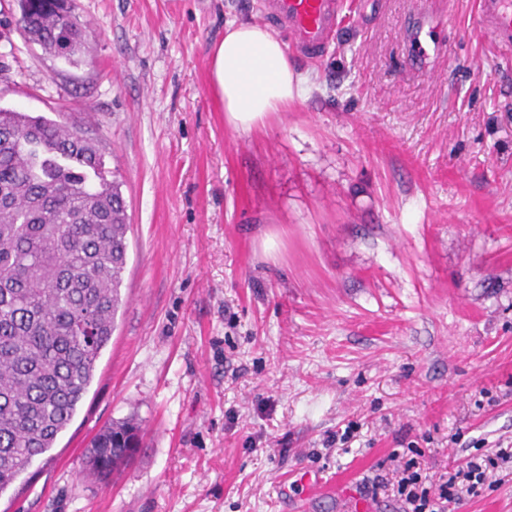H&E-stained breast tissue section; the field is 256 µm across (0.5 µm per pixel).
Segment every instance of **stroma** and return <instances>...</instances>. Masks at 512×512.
I'll return each instance as SVG.
<instances>
[{"instance_id": "obj_1", "label": "stroma", "mask_w": 512, "mask_h": 512, "mask_svg": "<svg viewBox=\"0 0 512 512\" xmlns=\"http://www.w3.org/2000/svg\"><path fill=\"white\" fill-rule=\"evenodd\" d=\"M262 2L72 0L91 31L73 66L0 0V107L97 143L130 222L112 339L0 512H353L393 449L437 477L512 445V46L478 0H432L425 70L415 0H353L322 56L289 50L300 98L244 131L210 49L233 20L285 38ZM129 416L144 452L82 479ZM427 1L428 0L416 1L415 11L418 15V21L410 33L411 46H414L415 49L414 60L417 61V63H426L430 59V56L434 57L440 51V47L436 43H433L432 48L426 49L420 38L423 25L430 20Z\"/></svg>"}]
</instances>
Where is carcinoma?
<instances>
[{
  "label": "carcinoma",
  "mask_w": 512,
  "mask_h": 512,
  "mask_svg": "<svg viewBox=\"0 0 512 512\" xmlns=\"http://www.w3.org/2000/svg\"><path fill=\"white\" fill-rule=\"evenodd\" d=\"M27 40L69 62L87 43L68 0H25ZM130 224L120 182L77 130L0 107V494L73 420L121 305ZM140 424L90 441L81 475L106 483Z\"/></svg>",
  "instance_id": "carcinoma-1"
}]
</instances>
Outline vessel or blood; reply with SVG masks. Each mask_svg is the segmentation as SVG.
<instances>
[{
	"label": "vessel or blood",
	"instance_id": "vessel-or-blood-1",
	"mask_svg": "<svg viewBox=\"0 0 512 512\" xmlns=\"http://www.w3.org/2000/svg\"><path fill=\"white\" fill-rule=\"evenodd\" d=\"M264 8L288 30L296 49L317 58L324 50L330 34L337 29L342 13L338 0H264ZM482 17L486 30L501 42L512 41V0H482ZM419 25L410 33L414 59L424 63L437 55V48H425L420 26L430 19L427 0H417Z\"/></svg>",
	"mask_w": 512,
	"mask_h": 512
}]
</instances>
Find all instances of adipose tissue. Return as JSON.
<instances>
[{
    "label": "adipose tissue",
    "mask_w": 512,
    "mask_h": 512,
    "mask_svg": "<svg viewBox=\"0 0 512 512\" xmlns=\"http://www.w3.org/2000/svg\"><path fill=\"white\" fill-rule=\"evenodd\" d=\"M215 95L224 105L225 122L248 130L274 112L287 111L300 95L284 42L267 27L252 22H228L224 38L210 53Z\"/></svg>",
    "instance_id": "obj_1"
}]
</instances>
